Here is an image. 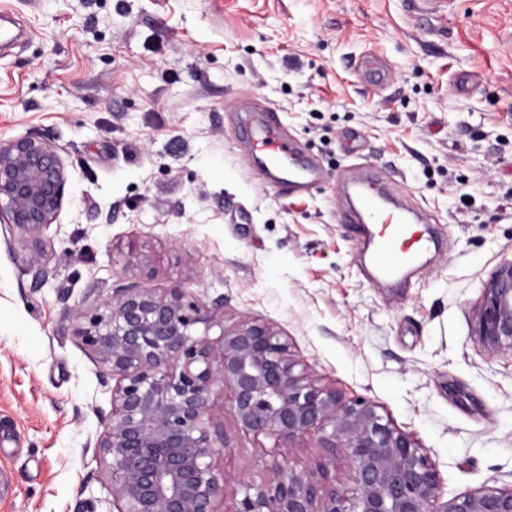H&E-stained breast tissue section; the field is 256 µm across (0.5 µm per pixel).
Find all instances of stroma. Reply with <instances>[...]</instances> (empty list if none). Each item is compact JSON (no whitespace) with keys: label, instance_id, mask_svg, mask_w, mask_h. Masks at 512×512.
Wrapping results in <instances>:
<instances>
[{"label":"stroma","instance_id":"obj_1","mask_svg":"<svg viewBox=\"0 0 512 512\" xmlns=\"http://www.w3.org/2000/svg\"><path fill=\"white\" fill-rule=\"evenodd\" d=\"M0 140L67 165L66 204L28 235L0 223V512H110L94 444L112 396L70 310L114 288L183 286L212 335L278 327L321 383L375 402L426 449L448 494L512 486V356L472 311L512 259V0H0ZM367 54L385 86L357 70ZM276 107L322 173L262 182L236 103ZM384 171L439 248L402 292L372 286L340 221L339 172ZM141 266L125 267L128 254ZM55 273L35 278L31 259ZM213 459L227 495L265 475L229 396Z\"/></svg>","mask_w":512,"mask_h":512}]
</instances>
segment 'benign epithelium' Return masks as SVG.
I'll list each match as a JSON object with an SVG mask.
<instances>
[{
    "instance_id": "1",
    "label": "benign epithelium",
    "mask_w": 512,
    "mask_h": 512,
    "mask_svg": "<svg viewBox=\"0 0 512 512\" xmlns=\"http://www.w3.org/2000/svg\"><path fill=\"white\" fill-rule=\"evenodd\" d=\"M69 172L58 147L35 137L0 142V218L36 234L59 218ZM77 336L95 353L112 413L98 435L116 512H217L225 481L212 459L225 442L211 416L215 388L229 389L240 430L270 441L271 477L241 483L225 512H512V487L445 495L417 438L364 397L319 385L289 356L270 324L243 317L212 338L211 318L175 286L158 294L131 282L102 308L78 305ZM204 325L196 334L193 328ZM488 354H512V259L490 273L472 314ZM320 449L313 470L287 464L301 443ZM353 484L336 488V453Z\"/></svg>"
}]
</instances>
